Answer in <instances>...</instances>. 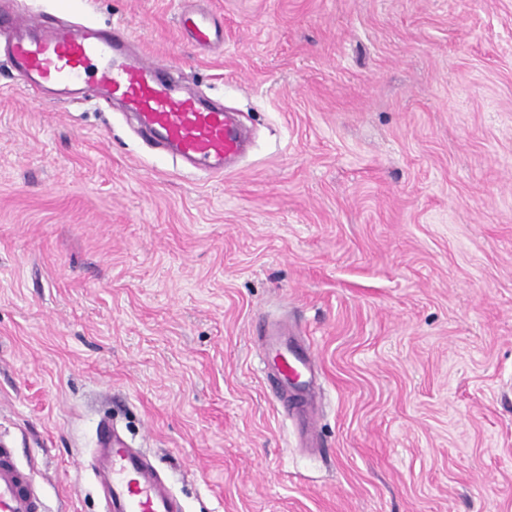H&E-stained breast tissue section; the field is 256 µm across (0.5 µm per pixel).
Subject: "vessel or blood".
<instances>
[{
  "instance_id": "obj_1",
  "label": "vessel or blood",
  "mask_w": 512,
  "mask_h": 512,
  "mask_svg": "<svg viewBox=\"0 0 512 512\" xmlns=\"http://www.w3.org/2000/svg\"><path fill=\"white\" fill-rule=\"evenodd\" d=\"M178 24L200 45L224 38L215 17L202 11H182ZM128 42L127 32L116 26L47 27L33 17L15 32L7 51L31 97H38L48 85L65 97L73 86L94 79L99 95L137 113L151 138L183 159L223 174L225 159L242 149L240 125L223 109L201 105L186 95L178 83L164 78L163 61L128 52ZM279 334L265 360L277 371L274 385L283 407L304 414L317 395L310 381L315 362L304 350L289 346L287 329ZM93 466L105 481L108 512H184L151 461L117 438L111 426L97 431ZM0 512H45L30 475L5 446L0 447Z\"/></svg>"
}]
</instances>
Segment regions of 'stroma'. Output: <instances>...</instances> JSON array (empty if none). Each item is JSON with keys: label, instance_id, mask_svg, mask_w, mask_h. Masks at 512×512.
<instances>
[{"label": "stroma", "instance_id": "35a3bbf8", "mask_svg": "<svg viewBox=\"0 0 512 512\" xmlns=\"http://www.w3.org/2000/svg\"><path fill=\"white\" fill-rule=\"evenodd\" d=\"M185 5L5 0L125 27L251 138L215 178L0 55V440L49 512H105L107 418L185 512H512V0H204L209 49ZM178 24L183 34L190 35L199 45L224 40L223 29L215 17L206 12L184 10L179 14ZM277 336H281L280 339L265 354L266 364L270 366L273 362L272 367L278 374L272 380L276 394L287 412L306 414L317 395L316 388L310 381L315 361L305 350L298 349L297 346H288V327L280 329ZM289 387L293 388L295 393L288 398Z\"/></svg>", "mask_w": 512, "mask_h": 512}]
</instances>
